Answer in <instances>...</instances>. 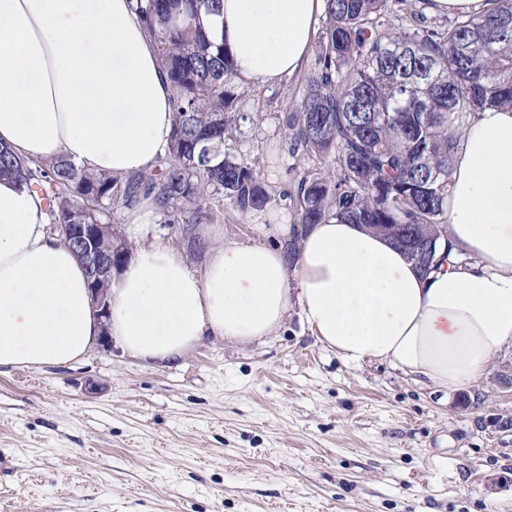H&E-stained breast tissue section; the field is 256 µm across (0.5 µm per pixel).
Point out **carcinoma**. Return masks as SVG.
I'll use <instances>...</instances> for the list:
<instances>
[{
  "label": "carcinoma",
  "mask_w": 512,
  "mask_h": 512,
  "mask_svg": "<svg viewBox=\"0 0 512 512\" xmlns=\"http://www.w3.org/2000/svg\"><path fill=\"white\" fill-rule=\"evenodd\" d=\"M481 14L439 21L433 0L396 26L401 0H326L315 71L285 116L288 150L327 166L296 176L294 224L331 218L389 235L399 247L435 237L445 223L453 139L450 127L486 105L512 106V0H487ZM172 89L173 129L156 165L132 176L89 173L66 159L29 160L0 150V175L42 198L51 228L79 253L119 268L129 250L113 242L112 214L155 194L165 213L183 215L177 232L207 249L203 202L220 195L244 215L273 200L254 163L224 152L244 94L224 43L208 38L201 13L220 0H134ZM213 148L209 161L200 151Z\"/></svg>",
  "instance_id": "1"
}]
</instances>
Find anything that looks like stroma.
<instances>
[{
    "mask_svg": "<svg viewBox=\"0 0 512 512\" xmlns=\"http://www.w3.org/2000/svg\"><path fill=\"white\" fill-rule=\"evenodd\" d=\"M314 67L250 86L238 159L275 191L247 215L209 205L208 229L246 243L293 224L308 167L284 117ZM499 355L469 388L436 390L386 364H353L286 329L209 339L165 365L96 346L40 370H0V512H512V385Z\"/></svg>",
    "mask_w": 512,
    "mask_h": 512,
    "instance_id": "1",
    "label": "stroma"
}]
</instances>
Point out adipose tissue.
Here are the masks:
<instances>
[{
    "label": "adipose tissue",
    "mask_w": 512,
    "mask_h": 512,
    "mask_svg": "<svg viewBox=\"0 0 512 512\" xmlns=\"http://www.w3.org/2000/svg\"><path fill=\"white\" fill-rule=\"evenodd\" d=\"M325 0H223L205 29L240 81L302 70ZM172 133L171 87L132 0H0V143L37 161L126 176L153 167ZM446 207L450 261L425 271L390 240L328 220L298 260L225 240L203 273L159 235L147 196L125 213L135 256L112 287L123 353L171 362L205 337L275 335L298 307L310 336L350 363L380 362L461 390L512 348V108L453 130ZM83 267L51 234L43 200L0 177V368L83 358L100 341Z\"/></svg>",
    "instance_id": "1"
}]
</instances>
